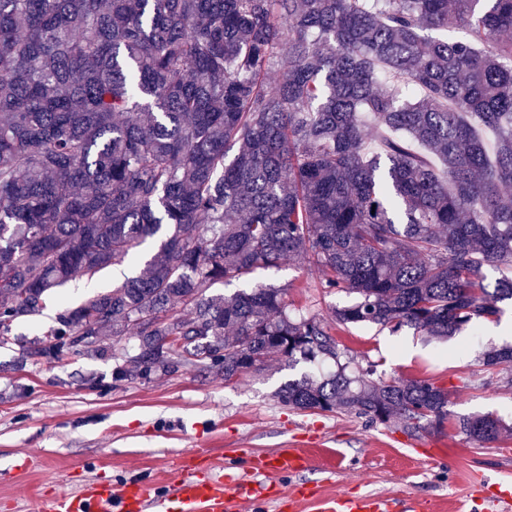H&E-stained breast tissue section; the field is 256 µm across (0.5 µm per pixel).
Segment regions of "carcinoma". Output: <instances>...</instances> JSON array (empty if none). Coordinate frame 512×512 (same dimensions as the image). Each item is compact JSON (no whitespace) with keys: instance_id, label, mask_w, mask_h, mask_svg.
I'll return each mask as SVG.
<instances>
[{"instance_id":"obj_1","label":"carcinoma","mask_w":512,"mask_h":512,"mask_svg":"<svg viewBox=\"0 0 512 512\" xmlns=\"http://www.w3.org/2000/svg\"><path fill=\"white\" fill-rule=\"evenodd\" d=\"M509 187L512 0H0V335L159 238L56 314L36 362L131 329L115 382L304 362L326 372L279 389L292 410L439 429L448 390L374 380L331 324L443 339L498 318L512 274L488 288L483 269L512 268ZM286 260L357 301L325 319L280 288L207 294ZM478 362L511 366L512 343ZM143 266L144 263L142 262L136 266H129L124 263L120 266L110 267L88 284L83 279L73 280L58 292V296L66 306L76 307L89 295L111 289L113 283L115 284L118 280L122 279L124 273L128 275L139 273Z\"/></svg>"}]
</instances>
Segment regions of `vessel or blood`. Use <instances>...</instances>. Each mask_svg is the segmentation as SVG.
Wrapping results in <instances>:
<instances>
[{"instance_id": "b4317fda", "label": "vessel or blood", "mask_w": 512, "mask_h": 512, "mask_svg": "<svg viewBox=\"0 0 512 512\" xmlns=\"http://www.w3.org/2000/svg\"><path fill=\"white\" fill-rule=\"evenodd\" d=\"M303 458L282 452L273 459H251L248 470L261 473L273 470L294 473L302 469ZM270 489L243 475L193 473L174 488L165 489L154 482L133 480L112 486L93 483L75 493H59L40 500V512H239L242 502L263 504ZM391 496L342 494L324 500L322 512H396ZM512 504V485L499 484L490 494L472 496L471 512H503Z\"/></svg>"}]
</instances>
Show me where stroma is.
Segmentation results:
<instances>
[{"instance_id":"stroma-1","label":"stroma","mask_w":512,"mask_h":512,"mask_svg":"<svg viewBox=\"0 0 512 512\" xmlns=\"http://www.w3.org/2000/svg\"><path fill=\"white\" fill-rule=\"evenodd\" d=\"M134 272L123 264L89 283L71 281L38 322L14 323L7 344H0V512H38L39 494L92 481L144 478L171 487L183 477L180 460L194 449L216 473L241 454L271 459L302 449L307 461L298 474L258 475V482L277 491L266 512H317L318 499L339 494L412 496L426 503L427 512H464L475 479L512 484V435L481 446L457 428L460 417L478 412L512 419V367L484 371L477 362L484 346L510 343L512 332L494 334L488 321L448 340L411 327L336 329L339 344L356 363L374 365L377 378L427 379L447 389V421L415 437L394 423L371 425L351 414L284 407L276 392L296 372L282 362L229 381L184 368L116 383L113 352L138 351L127 333L107 337L98 355L23 359L24 348L51 324L59 305L78 306ZM258 283L285 289L293 307L324 317L331 307L354 301L321 288L317 273L292 262L213 290L230 294ZM302 486L312 496L300 497Z\"/></svg>"}]
</instances>
